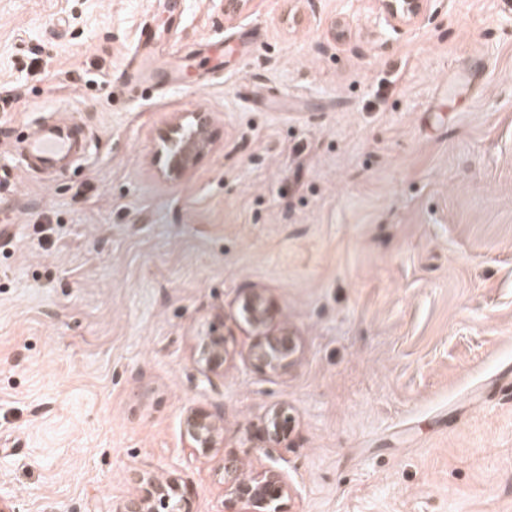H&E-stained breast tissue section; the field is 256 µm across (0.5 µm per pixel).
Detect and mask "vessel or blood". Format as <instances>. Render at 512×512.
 Returning <instances> with one entry per match:
<instances>
[{
	"mask_svg": "<svg viewBox=\"0 0 512 512\" xmlns=\"http://www.w3.org/2000/svg\"><path fill=\"white\" fill-rule=\"evenodd\" d=\"M155 33L151 24H144L138 37L137 65L152 63ZM87 137L79 121L67 126L40 125L28 134L19 157L23 170L36 174L52 175L62 171V163L83 152Z\"/></svg>",
	"mask_w": 512,
	"mask_h": 512,
	"instance_id": "b4317fda",
	"label": "vessel or blood"
}]
</instances>
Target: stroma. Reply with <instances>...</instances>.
Segmentation results:
<instances>
[{
	"label": "stroma",
	"mask_w": 512,
	"mask_h": 512,
	"mask_svg": "<svg viewBox=\"0 0 512 512\" xmlns=\"http://www.w3.org/2000/svg\"><path fill=\"white\" fill-rule=\"evenodd\" d=\"M146 21L178 89L125 77ZM2 98L13 512H118L137 472L224 512L228 454L285 473L284 512H512V0H430L398 28L376 0H181L171 24L159 0H0ZM70 111L85 153L21 170L28 131ZM197 112L212 144L168 179L159 135ZM252 289L299 345L276 374L249 356ZM196 407L223 450L188 447ZM197 362L204 373H216L224 365V334L218 329L201 336L197 344ZM184 437L189 448L207 455L224 447V424L220 413L199 407L192 409L184 418ZM290 424L291 416L287 407L282 406L273 411L265 425L266 442L270 445L268 447L280 445L287 440Z\"/></svg>",
	"instance_id": "stroma-1"
}]
</instances>
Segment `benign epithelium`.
Masks as SVG:
<instances>
[{"instance_id":"obj_1","label":"benign epithelium","mask_w":512,"mask_h":512,"mask_svg":"<svg viewBox=\"0 0 512 512\" xmlns=\"http://www.w3.org/2000/svg\"><path fill=\"white\" fill-rule=\"evenodd\" d=\"M429 0H378L385 19L396 25H411L425 18ZM211 144L210 119L197 112L193 121L170 126L159 135L156 159L169 178L185 175ZM243 309L256 341L250 350L254 365L276 374L297 359L295 336L283 330L267 331L274 318L273 303L261 292L251 291L243 298ZM197 362L204 373H216L224 365V334L215 329L199 339ZM291 416L282 406L268 417L265 432L269 447L260 449L270 455V448L287 440ZM184 437L188 447L207 455L224 447V424L221 414L199 407L184 418ZM242 461L236 456L224 458V512H283L278 501L290 495L284 474L271 467H251L241 474ZM137 494L127 500L119 512H192L191 490L177 477L161 479L150 473H137Z\"/></svg>"}]
</instances>
